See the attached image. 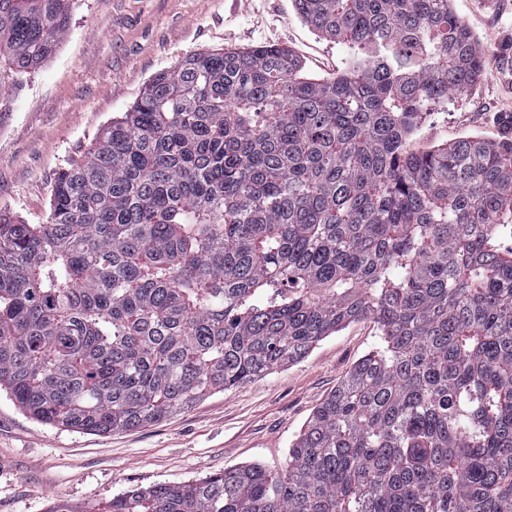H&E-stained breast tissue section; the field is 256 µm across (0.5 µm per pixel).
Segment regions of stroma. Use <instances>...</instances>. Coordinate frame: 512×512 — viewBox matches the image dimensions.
I'll use <instances>...</instances> for the list:
<instances>
[{
    "instance_id": "35a3bbf8",
    "label": "stroma",
    "mask_w": 512,
    "mask_h": 512,
    "mask_svg": "<svg viewBox=\"0 0 512 512\" xmlns=\"http://www.w3.org/2000/svg\"><path fill=\"white\" fill-rule=\"evenodd\" d=\"M489 63L475 85L432 106L414 150L496 137L512 112V0H452ZM53 56L20 77L0 114V212L43 224L59 173L81 160L146 84L186 56L256 45L292 50L312 77L351 64L348 44L316 34L293 0H69ZM381 343L372 319L350 322L297 363L208 395L130 431L87 434L38 423L0 395V512H94L113 494L180 484L247 464L277 469L319 404Z\"/></svg>"
}]
</instances>
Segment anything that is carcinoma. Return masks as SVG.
Masks as SVG:
<instances>
[{
  "mask_svg": "<svg viewBox=\"0 0 512 512\" xmlns=\"http://www.w3.org/2000/svg\"><path fill=\"white\" fill-rule=\"evenodd\" d=\"M68 0H0V112ZM357 47L314 78L287 48L160 72L62 171L46 224L0 213V391L107 434L383 339L260 464L112 496L104 512H512V112L414 151L426 107L487 57L451 0H294Z\"/></svg>",
  "mask_w": 512,
  "mask_h": 512,
  "instance_id": "obj_1",
  "label": "carcinoma"
}]
</instances>
